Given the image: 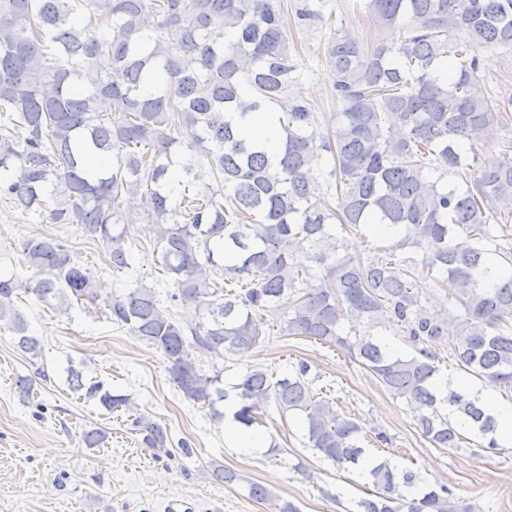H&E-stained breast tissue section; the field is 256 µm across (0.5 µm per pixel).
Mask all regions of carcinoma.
Wrapping results in <instances>:
<instances>
[{
    "label": "carcinoma",
    "instance_id": "cac0c4a2",
    "mask_svg": "<svg viewBox=\"0 0 512 512\" xmlns=\"http://www.w3.org/2000/svg\"><path fill=\"white\" fill-rule=\"evenodd\" d=\"M376 31L400 40L363 46L347 35L328 55L340 111L319 127L293 94L298 64L282 0H0V198L49 224H78L102 242L112 270L132 269L128 225L153 246L176 292L204 312L184 326L138 284L107 300L112 321L159 350L183 396L215 409L220 376L194 353L222 359L252 350L268 309L288 299L285 331L343 351L395 397L420 409L437 447H460L454 415L496 449L495 420L459 389L437 395L436 347L478 381L512 393V140L479 167L467 143L509 118L484 90L477 52L512 49V0H358ZM301 25L322 6L295 11ZM112 59L102 73L96 60ZM273 108L285 138L278 161L240 136L233 118ZM204 149L215 185L167 191L183 151ZM112 158V165L98 160ZM128 202L125 211L118 209ZM386 224L400 237L371 255H337L336 229ZM306 248L331 261L317 277L296 264ZM33 278L0 276V323L32 361L42 344L16 306L33 294L50 308L99 299L92 270L56 238L32 237ZM448 290V308L424 307L417 282ZM351 323L344 329L342 321ZM396 330L414 348L391 351L370 328ZM310 366L273 379L247 367L234 388L235 420L262 424L269 405L301 418L307 447L359 464L361 426L312 388ZM108 411L128 405L100 382L69 374ZM149 448L168 431L138 416ZM363 512H471L452 490L385 459L369 471ZM272 512L297 507L251 483Z\"/></svg>",
    "mask_w": 512,
    "mask_h": 512
}]
</instances>
